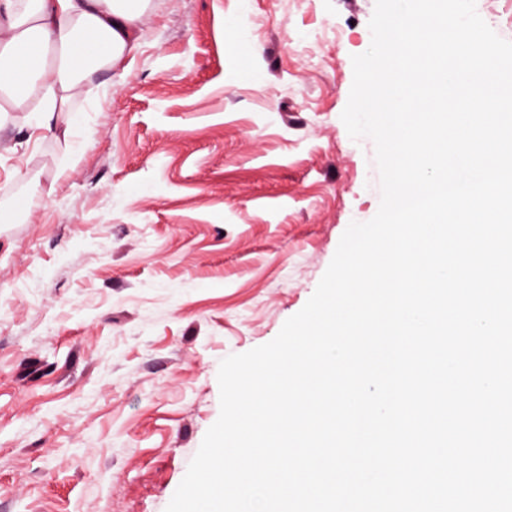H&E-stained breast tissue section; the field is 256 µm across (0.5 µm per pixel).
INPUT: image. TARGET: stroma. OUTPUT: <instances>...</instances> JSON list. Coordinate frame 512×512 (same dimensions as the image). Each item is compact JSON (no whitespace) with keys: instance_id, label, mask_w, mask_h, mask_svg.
Segmentation results:
<instances>
[{"instance_id":"35a3bbf8","label":"stroma","mask_w":512,"mask_h":512,"mask_svg":"<svg viewBox=\"0 0 512 512\" xmlns=\"http://www.w3.org/2000/svg\"><path fill=\"white\" fill-rule=\"evenodd\" d=\"M375 0H149L133 54L0 121V512H165L221 361L377 213L341 120Z\"/></svg>"}]
</instances>
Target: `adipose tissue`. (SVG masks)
I'll use <instances>...</instances> for the list:
<instances>
[{
    "label": "adipose tissue",
    "mask_w": 512,
    "mask_h": 512,
    "mask_svg": "<svg viewBox=\"0 0 512 512\" xmlns=\"http://www.w3.org/2000/svg\"><path fill=\"white\" fill-rule=\"evenodd\" d=\"M147 0H0V100L25 109L40 90L50 111L99 69L135 49Z\"/></svg>",
    "instance_id": "adipose-tissue-1"
}]
</instances>
